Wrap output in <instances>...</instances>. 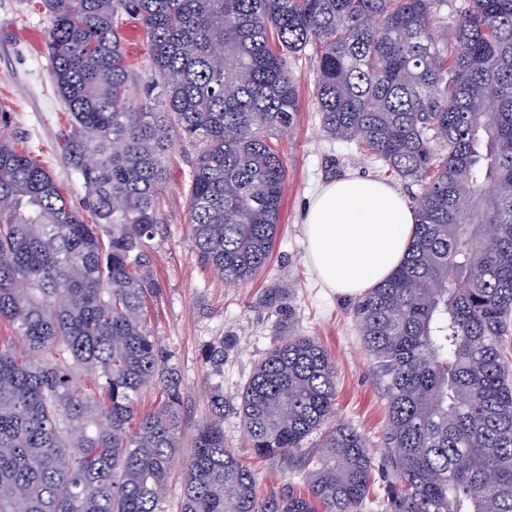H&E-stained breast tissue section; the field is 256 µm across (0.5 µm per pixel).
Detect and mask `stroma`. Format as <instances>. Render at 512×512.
I'll return each instance as SVG.
<instances>
[{
  "instance_id": "1",
  "label": "stroma",
  "mask_w": 512,
  "mask_h": 512,
  "mask_svg": "<svg viewBox=\"0 0 512 512\" xmlns=\"http://www.w3.org/2000/svg\"><path fill=\"white\" fill-rule=\"evenodd\" d=\"M50 25L51 17L39 0H0V104L6 106L16 133L28 138L63 190L75 199L83 189L60 155L69 125L50 78L46 46ZM316 65L311 49L293 61L300 110L291 130L269 134L287 171L284 202L271 260L249 284L225 283L199 263L185 222L194 151L180 141L171 151L170 176L161 200L162 225L151 242L154 272L163 287L152 327L182 374L183 444H190L196 425L207 419L208 393L218 385L227 403L224 440L242 458H249L245 432L234 410L239 389L274 334L293 330L316 337L336 365L337 423L360 431L371 451L385 447V385L363 346L353 299L325 288L309 265L304 218L320 187L338 178L371 176L407 198L420 194L423 186L387 172L357 141L327 136L313 101ZM219 337L227 344L224 371L216 374L203 361L202 352Z\"/></svg>"
}]
</instances>
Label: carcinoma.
I'll return each mask as SVG.
<instances>
[{"label":"carcinoma","mask_w":512,"mask_h":512,"mask_svg":"<svg viewBox=\"0 0 512 512\" xmlns=\"http://www.w3.org/2000/svg\"><path fill=\"white\" fill-rule=\"evenodd\" d=\"M44 3L61 150L84 194L65 195L0 115V512H167L184 397L151 327L165 158L178 137L196 152L186 221L200 264L251 282L286 182L267 132L291 128L289 60L310 46L323 130L424 183L402 263L355 306L387 381L386 448L376 457L333 423L331 356L290 330L237 413L254 459L296 457L304 478L261 492L224 442L214 387L179 512H356L383 472L381 512H512V0ZM121 13L143 26L158 89L141 107ZM204 358L221 372L224 339Z\"/></svg>","instance_id":"carcinoma-1"}]
</instances>
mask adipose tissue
<instances>
[{
    "label": "adipose tissue",
    "mask_w": 512,
    "mask_h": 512,
    "mask_svg": "<svg viewBox=\"0 0 512 512\" xmlns=\"http://www.w3.org/2000/svg\"><path fill=\"white\" fill-rule=\"evenodd\" d=\"M415 215L403 196L369 177L322 186L309 203L308 258L326 287L356 297L376 287L403 260Z\"/></svg>",
    "instance_id": "obj_1"
}]
</instances>
